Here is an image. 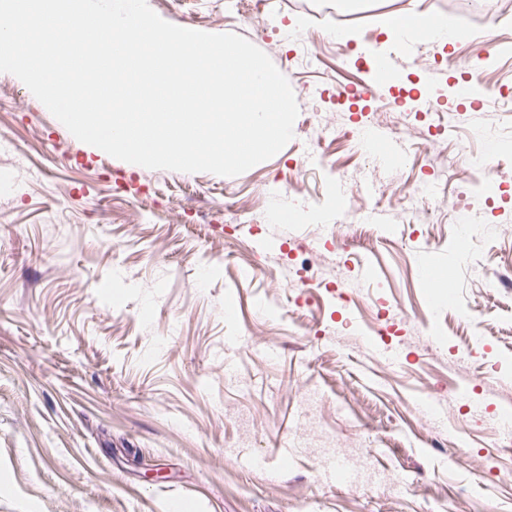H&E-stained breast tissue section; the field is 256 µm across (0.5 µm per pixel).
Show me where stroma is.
I'll return each instance as SVG.
<instances>
[{"instance_id": "stroma-1", "label": "stroma", "mask_w": 512, "mask_h": 512, "mask_svg": "<svg viewBox=\"0 0 512 512\" xmlns=\"http://www.w3.org/2000/svg\"><path fill=\"white\" fill-rule=\"evenodd\" d=\"M225 0H170L164 20L244 34ZM270 0L272 62L296 99L322 114L320 146L301 135L235 177L150 170L76 139L16 76L0 73V512H512V112L429 103L432 69L409 64L401 111H443L447 140L387 163L359 115L393 88L373 85L358 50L383 48L395 16L437 20L450 0H368L341 26ZM322 35L305 44L308 27ZM439 69L492 64L512 89V23L477 22L440 45ZM363 102L339 99L344 88ZM356 136H349V129ZM443 153L446 179L429 157ZM295 167L299 208L270 173ZM377 179L381 221H336ZM70 185L67 196L58 189ZM431 185L433 224H402L400 193ZM195 189L260 198V221L228 230L166 211ZM476 199L479 232L461 244L459 196ZM327 258L334 296L307 300L297 249ZM465 251L453 296L430 303L423 262ZM318 391L319 425L299 404ZM360 441L371 468L328 478L316 429ZM296 450L289 462L275 451ZM163 469L144 481L143 465Z\"/></svg>"}]
</instances>
